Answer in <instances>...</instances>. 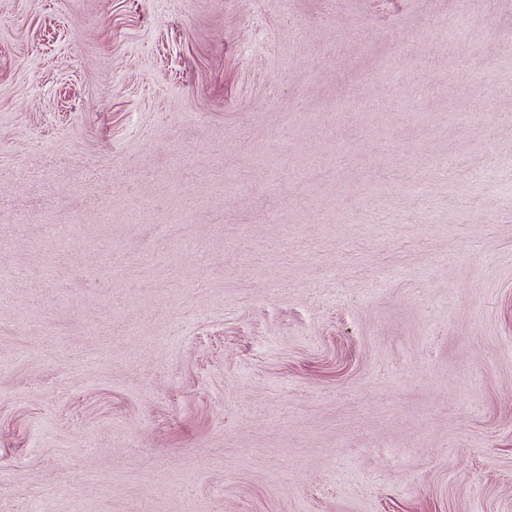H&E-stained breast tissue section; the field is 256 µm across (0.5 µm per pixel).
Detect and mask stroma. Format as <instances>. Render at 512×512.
I'll use <instances>...</instances> for the list:
<instances>
[{
    "label": "stroma",
    "mask_w": 512,
    "mask_h": 512,
    "mask_svg": "<svg viewBox=\"0 0 512 512\" xmlns=\"http://www.w3.org/2000/svg\"><path fill=\"white\" fill-rule=\"evenodd\" d=\"M10 270L0 512H512V0H0Z\"/></svg>",
    "instance_id": "1"
}]
</instances>
